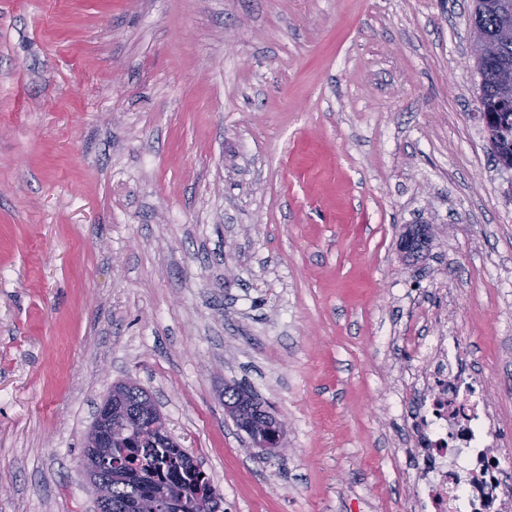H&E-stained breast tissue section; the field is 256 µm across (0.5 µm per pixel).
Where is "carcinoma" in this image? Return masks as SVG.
Listing matches in <instances>:
<instances>
[{"label": "carcinoma", "instance_id": "1", "mask_svg": "<svg viewBox=\"0 0 512 512\" xmlns=\"http://www.w3.org/2000/svg\"><path fill=\"white\" fill-rule=\"evenodd\" d=\"M471 21L474 32L495 43L500 30L512 25V0H474ZM476 69L479 108L494 111L505 94H512V85L501 82L502 72L512 70V44L476 56ZM501 122L499 152L512 161V112H502ZM117 387L125 396L113 404L106 424L111 447L90 449L109 512H217L222 497L197 461L171 435L151 427L143 407L147 392L126 383ZM224 396L240 410L249 407L243 389L227 388Z\"/></svg>", "mask_w": 512, "mask_h": 512}]
</instances>
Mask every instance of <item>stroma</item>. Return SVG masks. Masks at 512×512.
<instances>
[{"mask_svg": "<svg viewBox=\"0 0 512 512\" xmlns=\"http://www.w3.org/2000/svg\"><path fill=\"white\" fill-rule=\"evenodd\" d=\"M471 5L0 0V512H94L123 381L223 512H413L404 374L450 330L512 448V170ZM239 385L281 454L225 412ZM476 69L480 77L478 88L479 118L483 123L487 140L492 154L496 156L499 132L497 122L492 112L496 111L499 100L506 94H512V84L504 85L501 82L503 71L512 70V43L510 45L497 46L494 52L487 55H476Z\"/></svg>", "mask_w": 512, "mask_h": 512, "instance_id": "obj_1", "label": "stroma"}]
</instances>
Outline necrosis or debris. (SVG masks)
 I'll return each mask as SVG.
<instances>
[{
  "instance_id": "1",
  "label": "necrosis or debris",
  "mask_w": 512,
  "mask_h": 512,
  "mask_svg": "<svg viewBox=\"0 0 512 512\" xmlns=\"http://www.w3.org/2000/svg\"><path fill=\"white\" fill-rule=\"evenodd\" d=\"M427 449L418 463L420 512H512V470L496 448L479 378L460 368L455 337L418 348Z\"/></svg>"
}]
</instances>
